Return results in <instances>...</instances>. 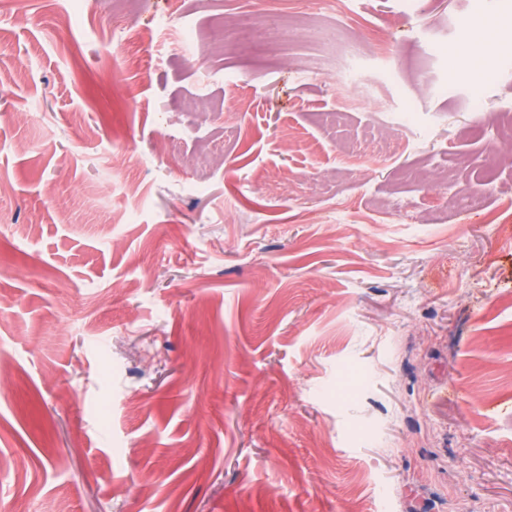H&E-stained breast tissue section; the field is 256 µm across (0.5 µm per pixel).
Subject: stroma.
<instances>
[{
    "instance_id": "35a3bbf8",
    "label": "stroma",
    "mask_w": 512,
    "mask_h": 512,
    "mask_svg": "<svg viewBox=\"0 0 512 512\" xmlns=\"http://www.w3.org/2000/svg\"><path fill=\"white\" fill-rule=\"evenodd\" d=\"M484 14L0 0V512H512Z\"/></svg>"
}]
</instances>
